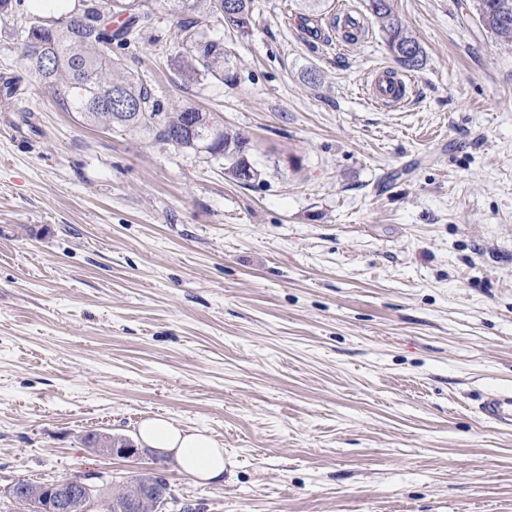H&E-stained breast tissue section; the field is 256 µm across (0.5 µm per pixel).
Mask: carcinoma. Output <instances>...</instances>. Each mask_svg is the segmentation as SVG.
<instances>
[{
	"mask_svg": "<svg viewBox=\"0 0 512 512\" xmlns=\"http://www.w3.org/2000/svg\"><path fill=\"white\" fill-rule=\"evenodd\" d=\"M169 10L179 15L182 39L172 58L176 74L185 83L203 77L221 82L233 80L224 67L231 50L222 38H210L198 31L200 8L222 20L242 36L250 34L253 0H167ZM396 0H363L374 18L389 50L408 43L416 48V61L409 67H424L426 54L419 40L406 27L395 7ZM477 20L505 50L512 51V0H473ZM152 19L147 0H78L72 11L60 17L28 15L22 57L40 83L52 88L63 110L76 113L83 123L108 132L139 135L150 140L192 151L207 158L224 160V173L250 186L263 182L262 170L253 156L257 149L240 131L224 126V118L192 104L163 108L154 90L112 56V46L127 48L139 41ZM117 91L133 108L99 107L98 99ZM123 439L90 434L92 448H115ZM153 480V472L142 473L112 488L111 497L98 499L94 509L80 504V512H119L135 500L134 491Z\"/></svg>",
	"mask_w": 512,
	"mask_h": 512,
	"instance_id": "1",
	"label": "carcinoma"
}]
</instances>
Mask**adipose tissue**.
<instances>
[{"label": "adipose tissue", "mask_w": 512, "mask_h": 512, "mask_svg": "<svg viewBox=\"0 0 512 512\" xmlns=\"http://www.w3.org/2000/svg\"><path fill=\"white\" fill-rule=\"evenodd\" d=\"M137 439L171 455L180 470L194 479L210 483L224 479V450L207 431L186 430L156 416L141 422Z\"/></svg>", "instance_id": "1"}]
</instances>
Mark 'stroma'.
Wrapping results in <instances>:
<instances>
[{
  "mask_svg": "<svg viewBox=\"0 0 512 512\" xmlns=\"http://www.w3.org/2000/svg\"><path fill=\"white\" fill-rule=\"evenodd\" d=\"M31 10L0 14V507L157 469L197 512H512V431L476 412L512 390V54L472 0H398L427 60L394 108L364 93L395 61L361 0L313 38L296 0H255L245 38L204 15L236 81L186 86L153 4L119 57L252 137L254 186L63 111L20 58ZM156 415L213 434L223 483L84 444ZM94 473H85L84 475H76L73 477H65L59 480L54 481V484L57 482H64L70 479L81 478L82 476L88 477L92 476ZM95 476V475H94ZM19 486L13 485L10 487L8 494L11 499L18 505L17 510L19 512H24L26 509L24 505L27 503H21L20 500H25L24 496L21 493V487L27 488L31 493L37 492L41 489H44V486H49L50 484L45 483H35L27 480H19ZM97 489V481L95 478H87L85 481L81 482L78 487H72L71 483H60L54 486L48 487L46 489L47 493L45 497L41 498V501L45 504L41 507V511L43 512H67L73 509V500L77 497H81L84 501L91 499L95 491Z\"/></svg>",
  "mask_w": 512,
  "mask_h": 512,
  "instance_id": "obj_1",
  "label": "stroma"
}]
</instances>
